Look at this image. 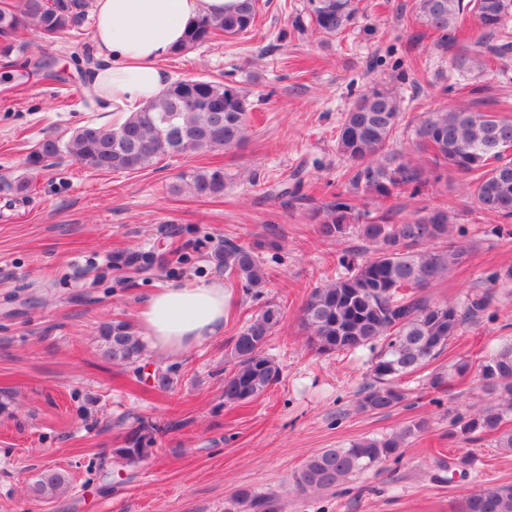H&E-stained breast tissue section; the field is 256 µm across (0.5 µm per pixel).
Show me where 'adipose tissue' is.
Here are the masks:
<instances>
[{
    "mask_svg": "<svg viewBox=\"0 0 512 512\" xmlns=\"http://www.w3.org/2000/svg\"><path fill=\"white\" fill-rule=\"evenodd\" d=\"M230 0H92V41L101 64L92 86L116 112L139 111L170 86L167 61L204 15L220 16ZM231 293L222 281L191 282L149 294L139 335L153 356H174L222 335Z\"/></svg>",
    "mask_w": 512,
    "mask_h": 512,
    "instance_id": "adipose-tissue-1",
    "label": "adipose tissue"
}]
</instances>
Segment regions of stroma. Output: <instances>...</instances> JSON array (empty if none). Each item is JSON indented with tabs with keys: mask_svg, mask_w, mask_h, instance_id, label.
Returning a JSON list of instances; mask_svg holds the SVG:
<instances>
[{
	"mask_svg": "<svg viewBox=\"0 0 512 512\" xmlns=\"http://www.w3.org/2000/svg\"><path fill=\"white\" fill-rule=\"evenodd\" d=\"M259 5L245 36L168 62L174 79L230 81L246 93L250 128L242 147L167 158L135 173L97 172L63 156L32 174L25 200L0 198V512H230L241 489L277 495L281 512H457L471 493L512 486V452L499 448L497 434L448 439L456 413L496 402L477 374L459 378L452 370L512 340V280L498 283L493 306L432 361L451 375L447 392L435 393L419 372L403 379L407 398L386 414L356 410L369 380L367 353L317 354L300 322L338 256L363 245L353 233L325 241L312 220L344 181L348 163L336 149L343 112L383 81L402 101L395 146L417 157L416 119L470 104L473 86H484L497 113L512 117V51L470 71L452 68L416 0H359L357 23L333 37L293 28L306 0ZM92 30L88 15L78 32L51 44L24 31L28 56L54 58L69 79L51 82L32 70L0 85V174L23 173L26 155L45 136L64 140L86 123L120 120L111 109L80 103L88 88L74 60L92 55ZM203 168L224 170L223 195L181 191L183 176ZM462 181L452 173L391 202L394 222L436 206L467 230L465 260L426 290L436 303H463L486 289L490 273L512 268V222L506 233H493L499 217L481 211ZM272 240L279 251L267 249ZM227 241L258 249L269 274L264 296L282 308L268 345L281 367L278 383L251 403L224 402V355L259 307L238 287L223 334L207 343L146 358L136 370L102 356L101 321H136L155 289L223 279L210 254ZM167 366L174 373L163 389L154 372ZM419 419L427 426L398 461L332 489H297L294 477L313 454L390 436ZM142 421L164 425L158 450L138 468L121 467L109 452ZM464 453L476 457L475 469L443 481L445 467ZM47 469L69 476L70 489L36 495L32 485Z\"/></svg>",
	"mask_w": 512,
	"mask_h": 512,
	"instance_id": "1",
	"label": "stroma"
}]
</instances>
